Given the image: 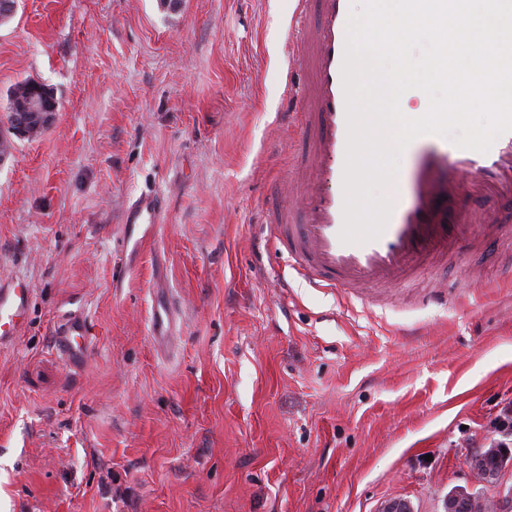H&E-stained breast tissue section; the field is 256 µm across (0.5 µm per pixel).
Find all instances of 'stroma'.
Returning <instances> with one entry per match:
<instances>
[{"mask_svg": "<svg viewBox=\"0 0 512 512\" xmlns=\"http://www.w3.org/2000/svg\"><path fill=\"white\" fill-rule=\"evenodd\" d=\"M293 0H19L0 23V132L23 80L58 112L0 165V274L33 290L0 349V512H444L495 489L464 460L512 405V245L406 287L313 289L258 214L293 200ZM162 222L137 247L143 192ZM442 306H418L427 284ZM167 311V337L153 336ZM84 317L90 356L53 336ZM163 202L156 193H144L130 202L123 211L125 224L123 242L128 247L133 240L132 230L136 224H146L147 229L161 224Z\"/></svg>", "mask_w": 512, "mask_h": 512, "instance_id": "stroma-1", "label": "stroma"}]
</instances>
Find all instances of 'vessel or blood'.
I'll return each instance as SVG.
<instances>
[{
  "label": "vessel or blood",
  "instance_id": "obj_1",
  "mask_svg": "<svg viewBox=\"0 0 512 512\" xmlns=\"http://www.w3.org/2000/svg\"><path fill=\"white\" fill-rule=\"evenodd\" d=\"M350 0H295L288 20V101L300 109L306 149L295 160L294 205L265 211L267 238L287 253L291 268L311 288H389L413 279L423 264L447 260L480 233L457 210L460 197L512 199V131L488 152L464 149L439 135L409 146L410 163L398 177L393 208L381 234L346 242L344 174L349 124L343 66ZM163 202L144 193L123 211L124 243L135 225L160 223ZM31 305V290L17 274L0 277V348L12 344ZM85 321L63 323L55 347L85 359Z\"/></svg>",
  "mask_w": 512,
  "mask_h": 512
}]
</instances>
